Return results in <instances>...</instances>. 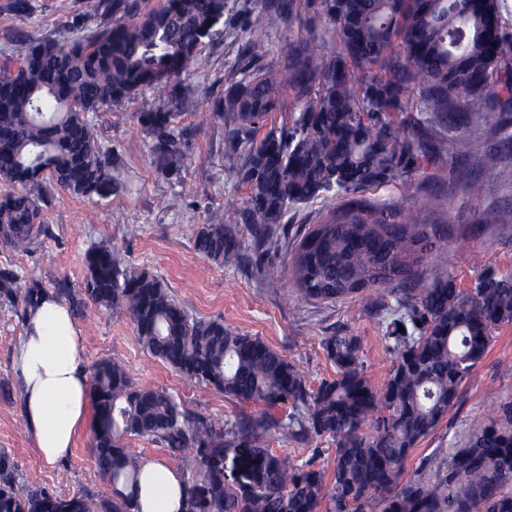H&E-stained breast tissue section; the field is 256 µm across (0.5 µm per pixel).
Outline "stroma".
Here are the masks:
<instances>
[{
    "label": "stroma",
    "mask_w": 512,
    "mask_h": 512,
    "mask_svg": "<svg viewBox=\"0 0 512 512\" xmlns=\"http://www.w3.org/2000/svg\"><path fill=\"white\" fill-rule=\"evenodd\" d=\"M9 2L0 0V57L9 54L15 37H56L65 21L88 9V0H33L32 15L19 18L11 14ZM225 2L222 34L202 46L197 70L184 80L192 105L179 116L178 125L196 128L197 133L181 181H169L155 171L138 130L136 113L158 106L152 94L142 92L113 105L98 113L96 122L103 142L115 153L113 174L126 183V193L87 200L54 189L45 211L52 238L27 253L0 245V268L21 270L46 288L63 278L79 288L85 277L86 250L92 243L107 241L132 264L162 278L174 298L194 316L220 318L227 326L262 338L304 371L311 386L335 375L321 340L336 330L357 336L368 375L384 378L391 356L381 340L380 316L367 308L363 297L317 303L297 298L286 276L280 283H266L252 238L244 229L239 232L241 259L219 266L206 261L194 248L195 234L206 223L209 209L229 200L244 205L248 193L238 177L241 154L225 151L221 124L199 125L198 115L210 111L213 100L227 91L243 43L244 19L269 0ZM172 194L179 196V207L159 210L157 199ZM478 210L477 204L452 200L450 211L456 220L448 227V244L429 257L430 262L446 266L464 289L488 268L512 275V227L480 225ZM77 325L88 366L106 359L121 361L137 386L166 388L189 408L204 413L231 419L242 412H260L257 405L188 386L170 366L141 347L124 313L92 308ZM22 326L15 309L0 302V450L17 457L25 482L65 493L86 490L98 498L111 497L112 487L99 474L89 451L91 430L82 431L70 455L52 466L33 447L12 368L13 347ZM495 398L512 400V325L497 331L486 356L464 384L458 403L408 458L406 474H413L422 460L446 458L449 449L461 445L473 422L489 414Z\"/></svg>",
    "instance_id": "obj_1"
}]
</instances>
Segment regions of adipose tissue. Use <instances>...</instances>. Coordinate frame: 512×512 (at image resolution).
I'll use <instances>...</instances> for the list:
<instances>
[{
    "label": "adipose tissue",
    "instance_id": "obj_1",
    "mask_svg": "<svg viewBox=\"0 0 512 512\" xmlns=\"http://www.w3.org/2000/svg\"><path fill=\"white\" fill-rule=\"evenodd\" d=\"M22 389V414L41 458L67 457L90 420L86 351L68 304L49 295L28 312L13 351ZM181 473L161 460L144 461L135 489V512H182Z\"/></svg>",
    "mask_w": 512,
    "mask_h": 512
}]
</instances>
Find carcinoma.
<instances>
[{"label":"carcinoma","mask_w":512,"mask_h":512,"mask_svg":"<svg viewBox=\"0 0 512 512\" xmlns=\"http://www.w3.org/2000/svg\"><path fill=\"white\" fill-rule=\"evenodd\" d=\"M225 0H95L57 39L13 40L15 61L0 66V243L28 252L51 237L44 208L58 186L91 199L112 184V148L92 114L152 91L159 107L137 113L152 163L178 181L192 136L175 124L190 106L183 77L224 23ZM309 15L308 38L288 42L282 62L262 65L271 35ZM507 0H274L243 26L244 65L199 125L218 121L226 146L243 153L245 206L209 211L195 250L222 265L239 258L237 227L258 252L288 243V213L313 200L343 199L296 229L291 277L304 299L362 295L385 314L386 376L367 375L359 339L335 330L322 339L336 377L313 388L305 373L260 337L193 316L166 282L131 264L109 243L91 245L81 288H54L0 268V301L26 315L46 295L72 314L94 306L129 315L139 343L191 386L237 401L292 410L240 414L232 421L194 411L161 388L136 386L124 364L98 363L90 453L112 498L62 494L20 482V464L0 451V512H133L138 437L180 464L184 512H512V402H497L448 459L405 464L458 402L497 330L512 324V278L488 268L463 290L444 265L416 270L448 244L439 218L445 197L428 192L421 212L400 201L376 203L369 189L399 183L427 163L450 168L448 197L483 200L497 191L476 175L512 167V33ZM292 125L269 129L283 91ZM418 94L425 111L414 112ZM485 226H512V207L478 212ZM332 440L331 470L297 462L271 440L306 445Z\"/></svg>","instance_id":"1"}]
</instances>
